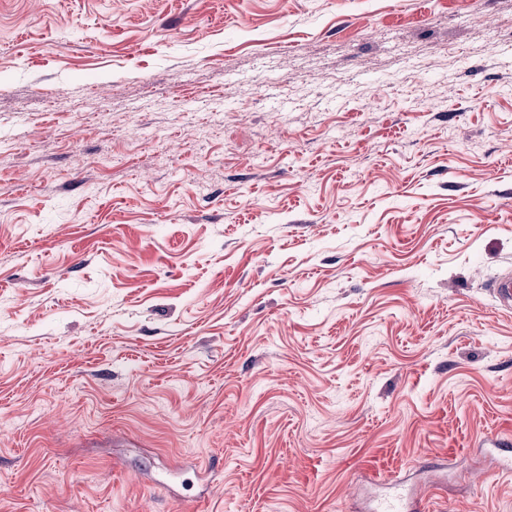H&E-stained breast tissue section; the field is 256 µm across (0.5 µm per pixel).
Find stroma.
<instances>
[{"label":"stroma","instance_id":"stroma-1","mask_svg":"<svg viewBox=\"0 0 512 512\" xmlns=\"http://www.w3.org/2000/svg\"><path fill=\"white\" fill-rule=\"evenodd\" d=\"M512 0H0V512H512Z\"/></svg>","mask_w":512,"mask_h":512}]
</instances>
